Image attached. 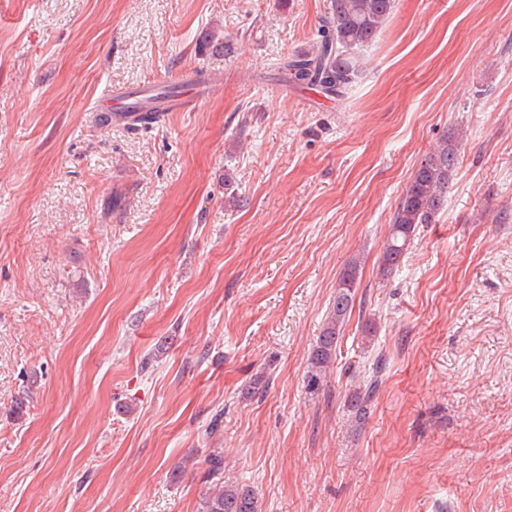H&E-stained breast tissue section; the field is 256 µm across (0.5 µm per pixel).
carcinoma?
<instances>
[{
    "label": "carcinoma",
    "mask_w": 512,
    "mask_h": 512,
    "mask_svg": "<svg viewBox=\"0 0 512 512\" xmlns=\"http://www.w3.org/2000/svg\"><path fill=\"white\" fill-rule=\"evenodd\" d=\"M395 0H331L329 16L316 48L284 63L292 82L319 87L335 95L342 94L359 72V51L374 42L392 14ZM463 133L444 138L420 162L389 224V232L380 256L382 275L397 268L421 224H433L448 201V184L462 146ZM359 284V262L353 260L336 285V297L328 313L321 336L311 352L308 385L316 386L336 357L340 335L354 306ZM382 384L377 370L349 400L358 420L367 414ZM207 479L213 487L202 499V512H260L255 492L224 482V457L213 451L205 458Z\"/></svg>",
    "instance_id": "obj_1"
}]
</instances>
